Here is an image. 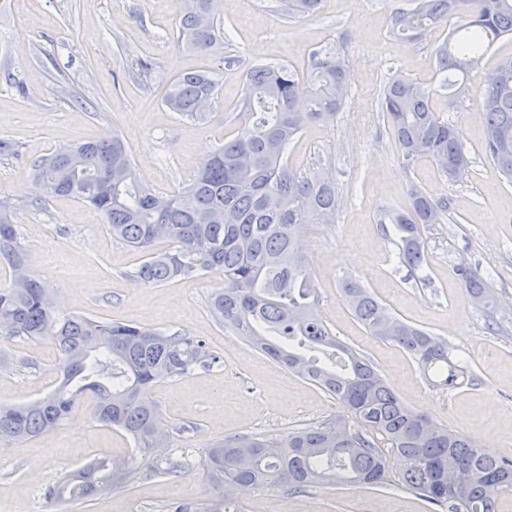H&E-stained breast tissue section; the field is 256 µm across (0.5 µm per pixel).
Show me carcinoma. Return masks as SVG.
I'll list each match as a JSON object with an SVG mask.
<instances>
[{
	"label": "carcinoma",
	"mask_w": 512,
	"mask_h": 512,
	"mask_svg": "<svg viewBox=\"0 0 512 512\" xmlns=\"http://www.w3.org/2000/svg\"><path fill=\"white\" fill-rule=\"evenodd\" d=\"M392 14L390 35L415 40L432 29L445 35L434 48L438 85L404 76L385 84L378 110L398 142L405 164L425 159L450 183L465 178L471 158L458 125L432 110V96L468 93L483 49L512 37V0H412ZM320 0H275L287 19L314 13ZM177 41L204 53L224 50V23L213 0H179ZM479 89L485 150L512 179V57ZM309 97L300 103L296 86ZM348 97L346 62L328 43L310 52L307 67L284 63L251 68L237 105L241 123L204 159L190 182L162 195L136 172L131 150L114 133L58 148L32 164L49 196H71L104 216L112 236L142 262L128 278L163 284L199 270H218L224 286L209 308L253 347L321 388L350 414L276 437H231L208 449L202 468L216 492L204 512H227L240 487L270 484L300 490L336 484L380 487L389 466L378 440L402 463L399 479L421 499L448 512H497L512 494V461L410 408L357 350L339 340L317 315L319 300L306 245L305 224H331L340 207L330 170L298 173L288 167V145L310 123L330 125ZM217 83L206 72L174 80L163 98L170 110L198 117L215 102ZM410 207L379 218L391 225L400 262L412 271L427 263L422 229L440 224L449 201L413 185ZM166 249H156L157 244ZM0 266L10 282L0 286V336L57 348L60 384L33 401L0 405V442L15 447L64 425L78 399L90 392L93 417L129 435L145 457L168 442L169 432L149 396L154 383L207 367L216 357L190 336L166 334L132 322L61 316L51 292L32 269L12 211L0 202ZM475 305L492 309L494 288L466 263L455 268ZM341 293L367 332L413 357L424 376L459 388L471 384L451 359L448 342L389 312L358 280ZM135 469L124 458L99 456L70 472L45 493L48 502L85 505L122 489Z\"/></svg>",
	"instance_id": "carcinoma-1"
}]
</instances>
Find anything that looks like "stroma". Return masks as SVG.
Listing matches in <instances>:
<instances>
[{"label":"stroma","mask_w":512,"mask_h":512,"mask_svg":"<svg viewBox=\"0 0 512 512\" xmlns=\"http://www.w3.org/2000/svg\"><path fill=\"white\" fill-rule=\"evenodd\" d=\"M397 0H321L311 16L286 21L264 0H223L224 51L203 56L176 41V0H0V139L20 147L0 155V201L13 204L33 270L57 293L59 315L133 322L203 340L211 367L155 384L151 396L171 432L177 473H151L132 440L96 422L90 400L67 423L22 447H0V512H47L44 493L64 474L104 454L131 458L130 485L88 508L57 512H198L213 484L200 466L207 448L240 435L276 436L342 414L319 387L289 374L211 315L222 273L204 271L164 284H133L141 257L113 238L96 211L70 197L41 200L33 161L55 148L112 132L128 143L140 175L155 189L176 191L239 125L235 104L247 70L257 64L303 66L311 50L332 43L346 54L349 98L333 125L313 123L288 146V165L330 168L342 207L332 224L303 228L319 290V314L338 339L364 354L400 398L448 429L512 460V182L483 150L476 108L483 71L512 55V39L481 58L469 98L434 95L432 108L455 121L472 157L463 182L451 185L427 161L406 166L385 132L377 98L390 77L435 75V34L408 41L388 28ZM154 65L139 72L140 60ZM214 74L219 94L204 118L170 111L162 97L189 72ZM448 197L446 223L424 233L427 264L411 271L377 222L380 211L409 205L410 183ZM476 266L497 293L495 308L475 307L454 273ZM353 277L392 314L447 341L474 380L459 389L433 387L398 347L368 336L344 303L340 284ZM58 357L47 340L0 338V403L20 404L55 388ZM246 512H427L400 482L336 486L302 493L279 485L241 493Z\"/></svg>","instance_id":"35a3bbf8"}]
</instances>
